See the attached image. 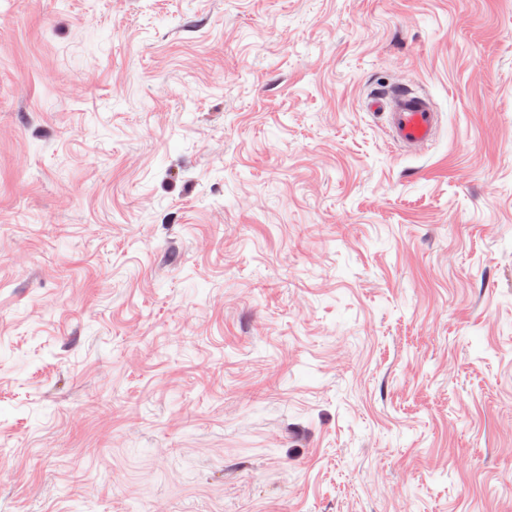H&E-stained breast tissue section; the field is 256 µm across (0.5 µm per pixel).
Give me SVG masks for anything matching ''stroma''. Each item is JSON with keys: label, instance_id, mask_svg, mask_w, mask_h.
Wrapping results in <instances>:
<instances>
[{"label": "stroma", "instance_id": "1", "mask_svg": "<svg viewBox=\"0 0 512 512\" xmlns=\"http://www.w3.org/2000/svg\"><path fill=\"white\" fill-rule=\"evenodd\" d=\"M0 512H512V0H0ZM370 112H380L393 142L401 148L415 150L431 143L440 125V113L432 101L408 86L376 95L367 103Z\"/></svg>", "mask_w": 512, "mask_h": 512}]
</instances>
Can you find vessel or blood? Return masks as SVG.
Listing matches in <instances>:
<instances>
[{"instance_id":"b4317fda","label":"vessel or blood","mask_w":512,"mask_h":512,"mask_svg":"<svg viewBox=\"0 0 512 512\" xmlns=\"http://www.w3.org/2000/svg\"><path fill=\"white\" fill-rule=\"evenodd\" d=\"M367 109L380 113L393 142L408 150L431 143L440 125V114L432 101L404 85L372 97Z\"/></svg>"}]
</instances>
